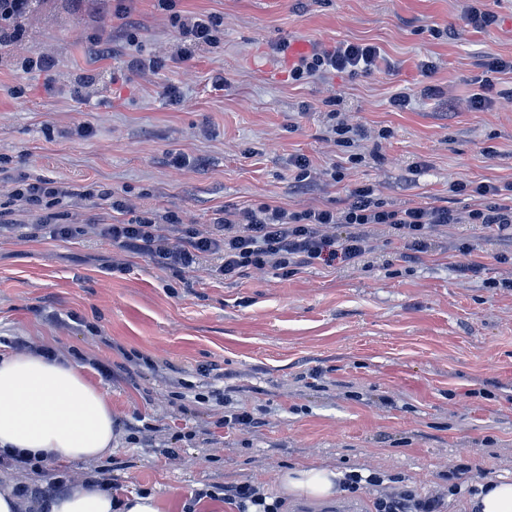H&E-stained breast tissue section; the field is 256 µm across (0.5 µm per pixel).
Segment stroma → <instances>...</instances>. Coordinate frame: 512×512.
<instances>
[{
	"instance_id": "1",
	"label": "stroma",
	"mask_w": 512,
	"mask_h": 512,
	"mask_svg": "<svg viewBox=\"0 0 512 512\" xmlns=\"http://www.w3.org/2000/svg\"><path fill=\"white\" fill-rule=\"evenodd\" d=\"M472 0H177L218 16L217 44L172 60L176 35L156 0H131L140 52L165 68L132 72L129 53L89 52L122 22L120 0H45L24 35L0 50V201L14 180L94 182L137 210L211 223L222 207L270 203L291 211L340 208L348 185L374 187L387 207L448 206V190L512 181V73L474 105L487 57L512 58V0H482L494 25L467 26ZM379 48L380 70L303 82L280 43ZM47 54L50 73L20 75L17 59ZM432 62L430 74L420 66ZM223 73V89L211 78ZM24 85L22 98L11 89ZM80 86V97L70 93ZM183 100L169 105L165 86ZM407 108L391 106L398 92ZM358 128L353 148L327 129L335 114ZM208 157L202 169L162 159ZM363 157L349 163V153ZM307 156L309 190L293 184ZM342 168L343 182L328 170ZM368 265L340 261L282 278L274 269L225 280L184 276L94 234L0 237V354L19 341L56 352L97 381L121 426L111 455L62 463L81 480L106 471L122 496L154 492L162 512H235L225 486L248 481L285 512H370L380 490L315 501L284 497L296 467L372 471L395 486L445 496L470 512L478 486L512 479V261L504 241L475 246L483 268H454L456 234L400 261L382 228L369 230ZM256 427L225 426L233 411ZM465 467L458 494L448 472Z\"/></svg>"
}]
</instances>
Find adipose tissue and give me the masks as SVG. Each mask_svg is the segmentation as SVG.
<instances>
[{
	"instance_id": "ef3b65f1",
	"label": "adipose tissue",
	"mask_w": 512,
	"mask_h": 512,
	"mask_svg": "<svg viewBox=\"0 0 512 512\" xmlns=\"http://www.w3.org/2000/svg\"><path fill=\"white\" fill-rule=\"evenodd\" d=\"M112 401L77 367L32 352L0 356V452L18 450L43 464L91 461L111 454ZM343 472L310 467L284 473L295 498L325 500L342 492ZM51 512H162L154 493L113 497L109 487L75 482Z\"/></svg>"
}]
</instances>
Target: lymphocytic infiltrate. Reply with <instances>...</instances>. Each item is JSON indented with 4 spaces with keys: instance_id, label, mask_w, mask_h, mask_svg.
<instances>
[{
    "instance_id": "lymphocytic-infiltrate-1",
    "label": "lymphocytic infiltrate",
    "mask_w": 512,
    "mask_h": 512,
    "mask_svg": "<svg viewBox=\"0 0 512 512\" xmlns=\"http://www.w3.org/2000/svg\"><path fill=\"white\" fill-rule=\"evenodd\" d=\"M157 2L161 10L169 12L171 25L179 34L176 59L191 60L201 47L215 41L222 26L220 17H187L177 11L176 0ZM379 59V50L370 44L320 46L299 57L292 76L299 79L331 71L368 74L378 69ZM449 190L470 194L474 200L470 209H390L380 202L373 187L358 185L350 189L344 207L338 210L291 212L267 203L227 206L206 226L182 223L173 212L137 214L116 197L110 201L117 216L115 223L97 225L96 231L124 251L147 255L165 269L186 274L206 264L227 280L242 278L251 269L271 267L288 278L301 269L334 260L353 266L368 262L373 253L368 229L378 224L398 243L399 256L405 262L427 252L434 231L458 224L512 242V182L471 186L453 181ZM71 196V190L45 178L17 180L7 201L0 203V234H22V225L2 221L17 206L38 216L35 230L43 237L72 238L87 232V225L63 221ZM443 505L441 495L421 496L396 488L376 498L371 512H442Z\"/></svg>"
}]
</instances>
